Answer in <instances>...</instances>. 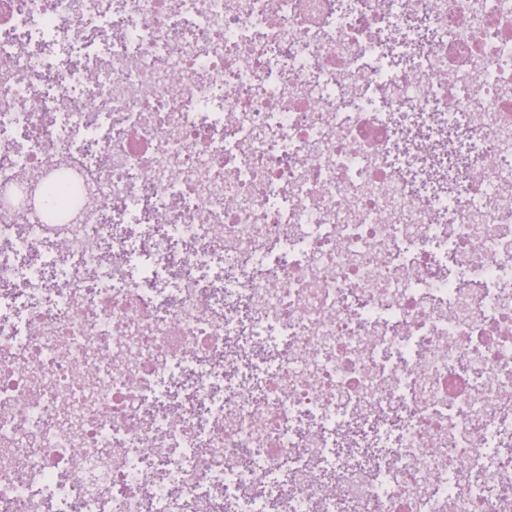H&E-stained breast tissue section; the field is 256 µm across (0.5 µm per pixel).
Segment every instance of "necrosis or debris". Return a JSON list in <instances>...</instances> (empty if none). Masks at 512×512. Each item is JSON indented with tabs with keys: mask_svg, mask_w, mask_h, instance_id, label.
<instances>
[{
	"mask_svg": "<svg viewBox=\"0 0 512 512\" xmlns=\"http://www.w3.org/2000/svg\"><path fill=\"white\" fill-rule=\"evenodd\" d=\"M0 14V190L18 172L60 158L63 179L95 201L32 224L0 206V512H146L141 486L164 470L151 499L161 512H195L212 472L231 484L258 481L296 448L321 455L338 417L360 428L388 423L400 437L391 466L339 470L338 503L322 502L319 470H293L275 512H504L498 496L448 487L445 458L480 460L479 477L501 482L493 454L498 413L512 407V21L490 0H357L326 27V0H9ZM437 30L411 43L410 25ZM493 30L491 40L476 39ZM422 68L409 82L362 55L384 32ZM182 75L169 92L163 67ZM94 70L95 81L84 79ZM23 72L28 82L14 79ZM359 88L380 109L348 107ZM484 110L470 123L474 101ZM420 128L468 130L465 192L418 189L392 165L393 115ZM167 221L155 227L156 208ZM389 213L391 224L375 223ZM200 216L187 223L188 214ZM151 240L134 261L129 216ZM481 249L462 268L479 286L442 297L436 242ZM64 242L66 285L48 287L47 255ZM406 243L415 280L379 263ZM120 262L103 263L106 251ZM222 255L228 297L250 327H280L286 348L261 392L225 390L224 321L200 271ZM178 266L174 301L165 274ZM96 376L76 379L78 364ZM195 376L190 404L167 424L151 382L174 366ZM206 452L204 464L169 470L175 438ZM150 442V459L138 448Z\"/></svg>",
	"mask_w": 512,
	"mask_h": 512,
	"instance_id": "4bbe7bcc",
	"label": "necrosis or debris"
}]
</instances>
